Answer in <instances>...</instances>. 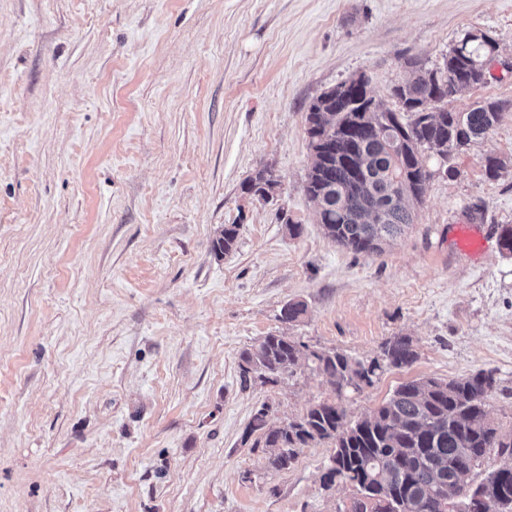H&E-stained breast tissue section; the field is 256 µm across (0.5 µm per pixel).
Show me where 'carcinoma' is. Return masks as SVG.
<instances>
[{
  "mask_svg": "<svg viewBox=\"0 0 512 512\" xmlns=\"http://www.w3.org/2000/svg\"><path fill=\"white\" fill-rule=\"evenodd\" d=\"M498 48L490 35L467 33L439 66L409 60L410 78L393 89L399 112L353 96L345 81L310 102L304 189L328 239L353 253L380 254L406 232L434 175L427 161L434 157L446 174H453L450 153L483 138L499 124L504 109L492 99L476 101L464 112H432L427 104L484 84ZM277 184L265 167L243 189L267 199ZM238 236L239 225H224L212 241L215 257L234 252ZM305 313V304L290 302L280 320L295 323ZM302 359L337 399L311 405L283 427L268 424L266 405L253 414L246 436H256L253 447L263 449L269 468L287 470L303 448L329 441L333 453L322 487L328 490L338 480L351 484L356 494L349 512H454L448 505L460 466L474 470L495 451L502 463L471 491L483 499L481 512H512V433H502L490 417L492 372L403 382L349 421L342 398L372 386L386 368L412 366L418 359L412 338L393 336L381 345L380 356L363 361L334 349L310 351L278 332L240 353V385L284 381L295 375Z\"/></svg>",
  "mask_w": 512,
  "mask_h": 512,
  "instance_id": "obj_1",
  "label": "carcinoma"
}]
</instances>
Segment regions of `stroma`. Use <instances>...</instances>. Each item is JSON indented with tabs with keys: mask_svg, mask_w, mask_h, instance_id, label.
Segmentation results:
<instances>
[{
	"mask_svg": "<svg viewBox=\"0 0 512 512\" xmlns=\"http://www.w3.org/2000/svg\"><path fill=\"white\" fill-rule=\"evenodd\" d=\"M468 32L512 58V0H0V512H345L353 487H321L330 443L276 472L245 437L261 406L282 424L333 396L305 367L241 388L240 351L270 332L365 361L409 336L417 361L349 393V418L490 370L512 432V72L448 98L503 117L382 254L326 238L304 191L314 98L363 73L398 109L408 58ZM265 166L274 198L243 193ZM291 301L307 311L281 322ZM238 236L239 225H224V229L212 241L211 250L215 257L223 258L224 255L234 252L237 248Z\"/></svg>",
	"mask_w": 512,
	"mask_h": 512,
	"instance_id": "1",
	"label": "stroma"
}]
</instances>
